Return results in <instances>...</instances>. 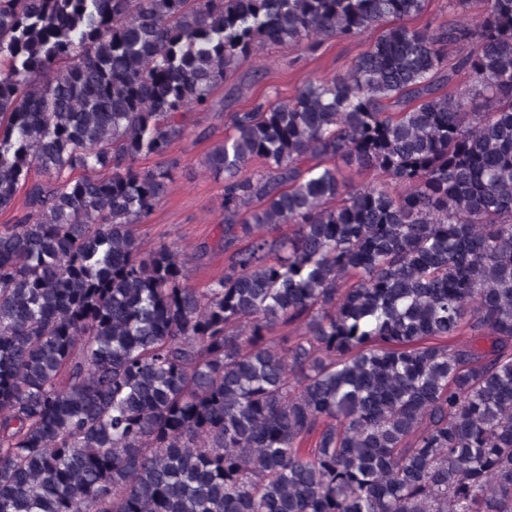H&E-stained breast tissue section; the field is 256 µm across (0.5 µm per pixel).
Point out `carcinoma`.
<instances>
[{"label":"carcinoma","mask_w":512,"mask_h":512,"mask_svg":"<svg viewBox=\"0 0 512 512\" xmlns=\"http://www.w3.org/2000/svg\"><path fill=\"white\" fill-rule=\"evenodd\" d=\"M449 2L0 0V512H512V0ZM383 23L225 115L222 276L140 252L224 76ZM449 0H426L424 12L412 20L407 21L411 27H423L426 24L436 26L446 23L450 19L459 20V15L449 10Z\"/></svg>","instance_id":"1"}]
</instances>
